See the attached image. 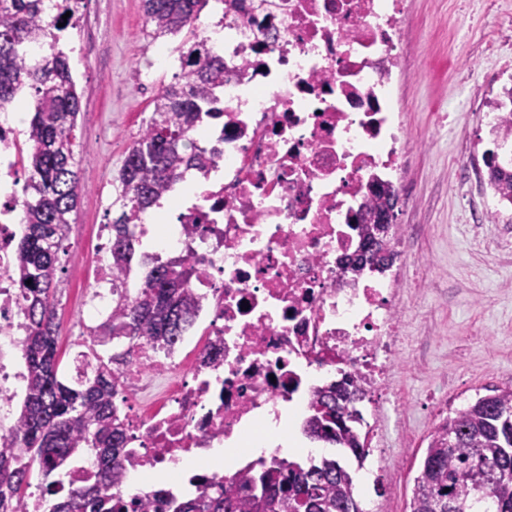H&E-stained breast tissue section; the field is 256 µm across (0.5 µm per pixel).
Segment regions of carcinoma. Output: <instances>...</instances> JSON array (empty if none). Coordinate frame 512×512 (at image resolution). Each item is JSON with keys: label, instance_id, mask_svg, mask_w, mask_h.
I'll return each mask as SVG.
<instances>
[{"label": "carcinoma", "instance_id": "1", "mask_svg": "<svg viewBox=\"0 0 512 512\" xmlns=\"http://www.w3.org/2000/svg\"><path fill=\"white\" fill-rule=\"evenodd\" d=\"M209 2L143 0L153 38L193 27ZM43 4L0 0V105L11 103L24 89L35 102L24 131L28 175L23 235L12 270L22 290L25 320L20 345L24 398L14 429L0 434V512H24L25 494L32 487L41 501L54 498L49 512H363L354 476L342 461L352 456L360 463L367 456L357 408L362 396L348 375L314 391L312 414L304 425L308 436L336 446L338 457L311 458L304 465L290 461L286 470L280 459L262 460L235 485L207 479L206 491L188 499L164 488L140 502L108 493L122 482L126 437L112 402L121 376L98 347L115 336L172 346L192 324L198 302L186 288L191 271L184 260L154 262L133 294L125 284L136 260L142 217L183 178L184 170L207 162L196 134L219 102L216 88L224 84V55L199 37L184 42L175 81L162 88L128 148L115 177L116 215L108 224L112 309L90 329L86 350L75 354L73 374L66 377L55 292L71 215L86 186L75 162L81 97L61 41L65 31L77 27L84 0H55L52 21ZM491 172L496 192L512 200V169L496 165ZM381 212L376 206L363 216V245L373 241ZM85 449L99 461L94 480L67 486L53 478ZM450 502L461 512H512V388L456 410L430 435L414 479L410 512H448Z\"/></svg>", "mask_w": 512, "mask_h": 512}]
</instances>
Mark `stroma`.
I'll list each match as a JSON object with an SVG mask.
<instances>
[{"mask_svg": "<svg viewBox=\"0 0 512 512\" xmlns=\"http://www.w3.org/2000/svg\"><path fill=\"white\" fill-rule=\"evenodd\" d=\"M413 44L399 87V104L419 149L406 177L413 199L398 217L409 225L404 285L405 351L394 360L395 398L375 426L385 475L372 485L357 470L364 508L410 512L414 478L429 436L447 411L512 388V226L473 223L457 184L464 156L482 152L474 101L512 74V42L486 47L493 21H512V0H408ZM190 30L153 39L142 0H88L77 28L63 42L82 100L75 159L86 186L73 215L56 316L64 365L82 336V312L93 300L101 234L108 222L112 180L125 152L172 82ZM166 63H158V52ZM447 401V411L436 404Z\"/></svg>", "mask_w": 512, "mask_h": 512, "instance_id": "stroma-1", "label": "stroma"}]
</instances>
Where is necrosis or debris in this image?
Returning a JSON list of instances; mask_svg holds the SVG:
<instances>
[{
	"label": "necrosis or debris",
	"mask_w": 512,
	"mask_h": 512,
	"mask_svg": "<svg viewBox=\"0 0 512 512\" xmlns=\"http://www.w3.org/2000/svg\"><path fill=\"white\" fill-rule=\"evenodd\" d=\"M408 0H242L224 13V115L209 124L204 189L159 250L191 268L204 327L193 347L135 346L123 389L159 381L146 405L122 401L129 476L243 437L282 404L351 376L377 404L402 350L398 266L355 272L354 229L378 190L396 207L412 146L397 103L411 54ZM24 199L0 197V432L22 380V297L11 275Z\"/></svg>",
	"instance_id": "obj_1"
}]
</instances>
